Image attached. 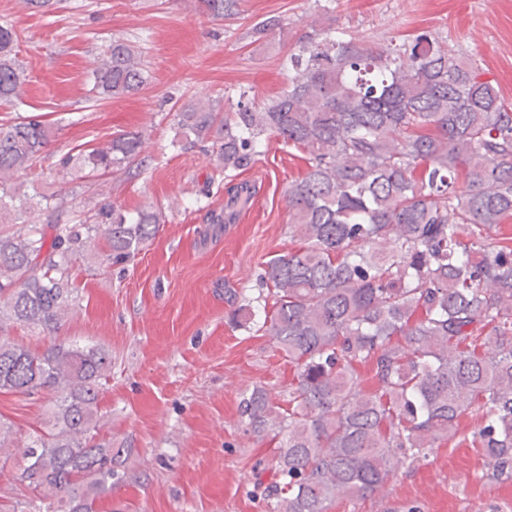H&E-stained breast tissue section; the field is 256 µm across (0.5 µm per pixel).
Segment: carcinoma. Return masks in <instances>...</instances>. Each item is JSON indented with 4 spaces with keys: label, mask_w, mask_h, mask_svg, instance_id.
Segmentation results:
<instances>
[{
    "label": "carcinoma",
    "mask_w": 512,
    "mask_h": 512,
    "mask_svg": "<svg viewBox=\"0 0 512 512\" xmlns=\"http://www.w3.org/2000/svg\"><path fill=\"white\" fill-rule=\"evenodd\" d=\"M214 19L240 0H199ZM18 36L0 26V101L26 81ZM288 82L260 103L242 92L182 104L183 136L209 142L216 165L245 170L271 135L302 149L305 175L285 190L299 246L265 262L258 296L230 321H255L295 368L288 407L259 384L239 423L277 441L267 512H331L380 490L398 467L428 458L480 420L471 443L497 479L512 478V104L474 62L428 34L377 48L329 34L287 54ZM141 52L114 40L94 69L102 99L146 83ZM56 130L38 115L0 126V393L49 397L47 431L26 441L0 421V459L23 449L17 480L46 510L97 512L128 476L134 448L107 436L100 409L108 350L54 343L33 352L9 329L54 332L77 304L74 261L94 244L126 264L165 222L149 205L115 206L50 224H27L20 179ZM141 135L68 156L62 180L134 163Z\"/></svg>",
    "instance_id": "obj_1"
}]
</instances>
